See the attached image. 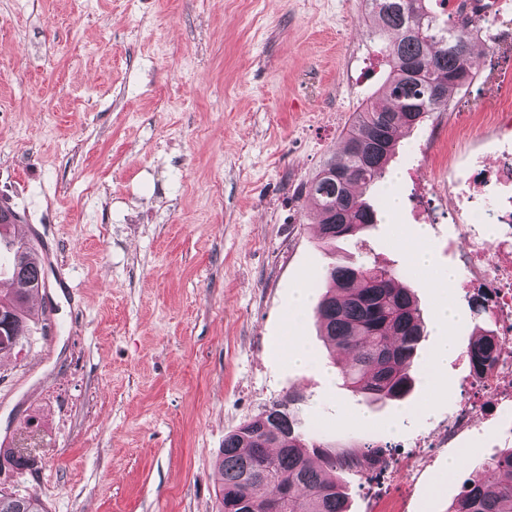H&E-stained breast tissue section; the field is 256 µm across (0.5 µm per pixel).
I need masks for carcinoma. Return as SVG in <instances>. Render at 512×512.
<instances>
[{
  "mask_svg": "<svg viewBox=\"0 0 512 512\" xmlns=\"http://www.w3.org/2000/svg\"><path fill=\"white\" fill-rule=\"evenodd\" d=\"M369 34L391 39L381 53L390 68L382 101L365 104L337 156L304 189L319 216L320 239H353L378 221V208L365 198L382 180L395 153L396 132L418 126L449 105L451 92L475 78L473 29L477 11L461 7L442 20L428 0H368ZM23 217L0 199V227ZM14 288L0 294V355L22 347L34 314L31 295L44 287L36 253L16 254L10 269ZM401 272L376 263L335 265L325 272L316 313L326 340L348 352L340 374L353 392L370 400L402 399L413 386L411 368L423 324ZM490 332L470 345L476 362L490 359ZM302 434L288 410L270 407L224 438L219 512H348L338 474L361 466L367 454H324ZM0 512H46L38 495L17 497L0 490ZM448 512H512V447L467 478Z\"/></svg>",
  "mask_w": 512,
  "mask_h": 512,
  "instance_id": "1",
  "label": "carcinoma"
}]
</instances>
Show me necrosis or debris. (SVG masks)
<instances>
[{
    "label": "necrosis or debris",
    "instance_id": "1",
    "mask_svg": "<svg viewBox=\"0 0 512 512\" xmlns=\"http://www.w3.org/2000/svg\"><path fill=\"white\" fill-rule=\"evenodd\" d=\"M482 179L498 189L493 202L477 206L471 195L460 192L444 207L422 203L420 219L427 224L439 223L448 209L482 221L492 217L499 226L492 240L475 227L463 229L467 241L460 261L470 273L464 286L482 292L481 302L495 318L499 334L493 340L490 366L469 370L461 401L449 414L444 433L449 445H456L479 416L492 444L508 448L512 446V352H506L503 339L512 335V151L503 152L494 167L483 170Z\"/></svg>",
    "mask_w": 512,
    "mask_h": 512
}]
</instances>
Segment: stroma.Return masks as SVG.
Instances as JSON below:
<instances>
[{
	"instance_id": "stroma-1",
	"label": "stroma",
	"mask_w": 512,
	"mask_h": 512,
	"mask_svg": "<svg viewBox=\"0 0 512 512\" xmlns=\"http://www.w3.org/2000/svg\"><path fill=\"white\" fill-rule=\"evenodd\" d=\"M367 24L363 0H0V197L51 255L47 280L76 288L71 302L50 291L52 327L0 363V439L35 459L0 465V489L48 512H218L225 436L283 402L323 452L397 459L403 512H448L491 454L442 430L493 321L434 286L465 277L456 225H428L425 266L403 236L419 186L456 190L512 147L496 125L512 113V46L477 40L472 84L398 139L400 209L370 188L377 224L327 246L304 185L388 77ZM373 261L404 271L424 321L401 400L328 382L340 351L315 303L288 315L327 267ZM446 296L457 350L437 367ZM294 334L306 364L283 351Z\"/></svg>"
}]
</instances>
